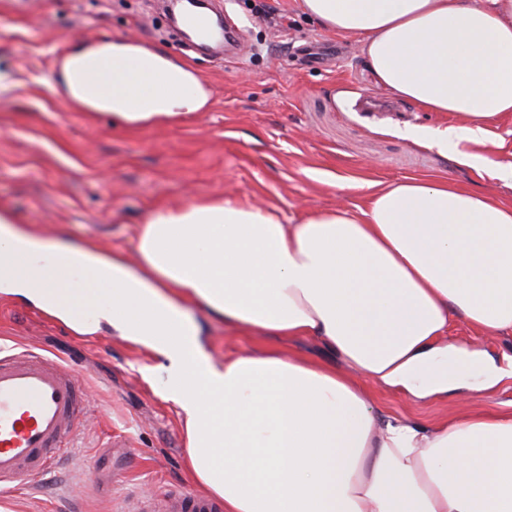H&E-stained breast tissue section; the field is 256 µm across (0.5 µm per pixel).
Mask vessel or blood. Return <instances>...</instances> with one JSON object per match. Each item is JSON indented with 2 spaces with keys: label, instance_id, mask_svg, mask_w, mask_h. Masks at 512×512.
<instances>
[{
  "label": "vessel or blood",
  "instance_id": "1",
  "mask_svg": "<svg viewBox=\"0 0 512 512\" xmlns=\"http://www.w3.org/2000/svg\"><path fill=\"white\" fill-rule=\"evenodd\" d=\"M183 27L203 30L204 41L223 43L210 16L187 11ZM84 385L75 370L22 350L0 353V489L48 472L72 447L85 416ZM219 501L180 493L159 502H137L134 512H221Z\"/></svg>",
  "mask_w": 512,
  "mask_h": 512
}]
</instances>
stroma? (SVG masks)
<instances>
[{
    "label": "stroma",
    "mask_w": 512,
    "mask_h": 512,
    "mask_svg": "<svg viewBox=\"0 0 512 512\" xmlns=\"http://www.w3.org/2000/svg\"><path fill=\"white\" fill-rule=\"evenodd\" d=\"M239 33L241 50L215 59L188 51L168 26L160 0H0V214L52 242L98 244L135 258L136 231L158 206L223 195L276 207L298 218L337 203L365 207L386 184L448 178L462 187L512 199V187L460 165L454 151L406 138L404 129L445 128L391 92H377L356 37L308 23L298 0H215ZM277 7L280 32L256 8ZM126 37L161 48L192 69L210 107L178 122L140 129L110 115L61 104L49 82L73 43ZM381 95L386 107L366 110ZM216 362L259 352L270 341L230 327L190 304ZM98 307L77 334L41 306L0 292V347L32 349L74 369L90 399L89 419L72 454L47 473L0 490V512H125L143 495L155 500L194 486L166 376L153 354L117 336ZM385 414L433 424L465 408L512 410V382L417 404L375 390Z\"/></svg>",
    "instance_id": "stroma-1"
}]
</instances>
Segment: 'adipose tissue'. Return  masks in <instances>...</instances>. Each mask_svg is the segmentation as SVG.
I'll use <instances>...</instances> for the list:
<instances>
[{
	"instance_id": "obj_1",
	"label": "adipose tissue",
	"mask_w": 512,
	"mask_h": 512,
	"mask_svg": "<svg viewBox=\"0 0 512 512\" xmlns=\"http://www.w3.org/2000/svg\"><path fill=\"white\" fill-rule=\"evenodd\" d=\"M324 31L354 35L376 83L453 123L412 132L463 151L512 112V0H299ZM53 92L130 128L204 111L209 93L166 52L128 39L75 44ZM91 287L72 296L75 275ZM0 287L41 304L76 332L97 304L124 339L150 350L178 409L195 484L224 512H512V412L441 424L381 416L373 387L413 401L512 378V354L486 359L449 342L452 320L512 340V201L445 178H410L295 221L224 197L152 210L137 259L94 243L47 247L0 217ZM196 304L279 340L314 337L344 363L272 348L215 363Z\"/></svg>"
}]
</instances>
